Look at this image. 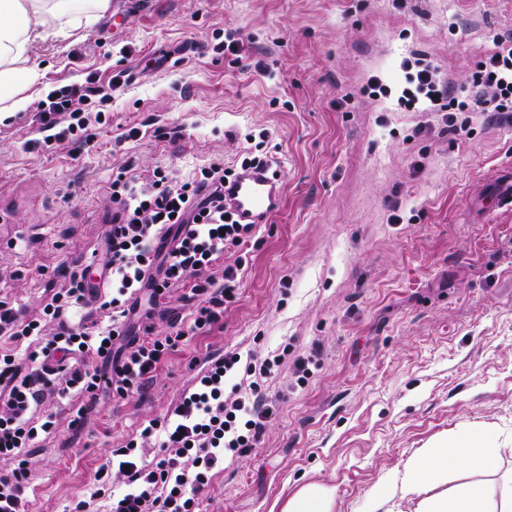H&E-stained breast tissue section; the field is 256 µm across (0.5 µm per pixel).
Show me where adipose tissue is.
Returning <instances> with one entry per match:
<instances>
[{"label":"adipose tissue","mask_w":512,"mask_h":512,"mask_svg":"<svg viewBox=\"0 0 512 512\" xmlns=\"http://www.w3.org/2000/svg\"><path fill=\"white\" fill-rule=\"evenodd\" d=\"M108 6L109 0H0V116L7 118L28 107L18 87L37 78L28 65L33 44L60 23L77 27L94 21ZM487 438L481 431L466 432L412 463V480L436 487L447 481L449 468L493 466L494 458L485 446ZM421 512H512V492L496 503L484 485L471 484L452 498L426 499Z\"/></svg>","instance_id":"adipose-tissue-1"}]
</instances>
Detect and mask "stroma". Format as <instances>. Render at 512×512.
Segmentation results:
<instances>
[{
    "label": "stroma",
    "mask_w": 512,
    "mask_h": 512,
    "mask_svg": "<svg viewBox=\"0 0 512 512\" xmlns=\"http://www.w3.org/2000/svg\"><path fill=\"white\" fill-rule=\"evenodd\" d=\"M499 38L512 40V0H110L94 24L37 41L29 106L0 121V300L38 313L76 265L106 262L120 171L186 178L232 164L263 130L284 188L245 248L222 329L180 346L144 395L44 405L58 426L26 451L25 512H105L111 450L171 410L192 359L227 350L287 353L266 387L288 397L257 448L200 492L199 512H282L312 485L331 489V512L375 498L377 512H420L475 481L500 496L512 481V200L495 188L512 176V122L474 112L453 134L399 101L425 64L471 96ZM233 40L240 54L225 52ZM118 73L88 147L29 149L49 92ZM373 78L383 94L369 95ZM134 126L141 138L125 140ZM312 353L295 385L292 360ZM467 429L489 430L493 471L410 483V460Z\"/></svg>",
    "instance_id": "obj_1"
}]
</instances>
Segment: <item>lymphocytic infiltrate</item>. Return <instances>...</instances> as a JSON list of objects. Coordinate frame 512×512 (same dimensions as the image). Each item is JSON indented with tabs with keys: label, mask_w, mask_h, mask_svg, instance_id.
<instances>
[{
	"label": "lymphocytic infiltrate",
	"mask_w": 512,
	"mask_h": 512,
	"mask_svg": "<svg viewBox=\"0 0 512 512\" xmlns=\"http://www.w3.org/2000/svg\"><path fill=\"white\" fill-rule=\"evenodd\" d=\"M408 80L405 103L424 97L448 130H456L464 112L512 121L511 45L498 43L478 61L470 98H460L453 83L439 79L429 65ZM99 94L92 80L50 93L40 104L44 129L54 141L88 146L84 107ZM267 163L266 154L249 150L235 165L217 160L186 180L160 167L145 182L117 174L103 287L71 272L33 317L0 301V334L28 343L21 356L0 350V512H24L30 478L23 454L55 426L50 417L33 423L38 408L52 398L95 394L103 386L122 400L143 393L185 336L220 325L225 308L237 299L243 250L256 233L255 225L238 222L225 209L224 185ZM176 291L191 305V319L168 335H155L161 301ZM91 302L102 321L90 327L74 323L72 313ZM95 358L111 363V372L92 368ZM280 363L276 357L245 366L235 352L207 357L170 413L113 450L107 465L124 489L110 494L108 512H196L197 493L225 458L256 447L276 415L280 399L263 392L259 380ZM242 373L254 378L248 392L226 394L227 383ZM152 439L160 452L149 460L143 445Z\"/></svg>",
	"instance_id": "1"
}]
</instances>
